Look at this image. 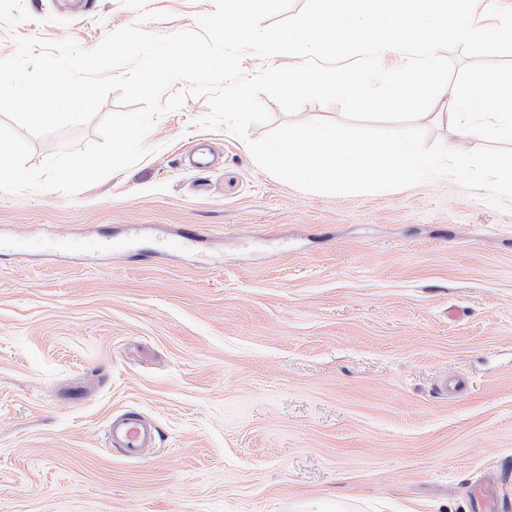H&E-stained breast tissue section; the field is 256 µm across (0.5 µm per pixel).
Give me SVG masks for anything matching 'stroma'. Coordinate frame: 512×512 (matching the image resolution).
Masks as SVG:
<instances>
[{
    "label": "stroma",
    "instance_id": "1",
    "mask_svg": "<svg viewBox=\"0 0 512 512\" xmlns=\"http://www.w3.org/2000/svg\"><path fill=\"white\" fill-rule=\"evenodd\" d=\"M62 3L0 0V59L19 37L91 50L144 13L167 34L215 9ZM444 103L416 122L428 143L481 147ZM209 112L187 95L146 156L75 196L0 193V512H472L487 475L512 496V201L448 178L306 192L202 129ZM19 234L108 246L17 254ZM125 411L160 433L136 459L106 445Z\"/></svg>",
    "mask_w": 512,
    "mask_h": 512
}]
</instances>
